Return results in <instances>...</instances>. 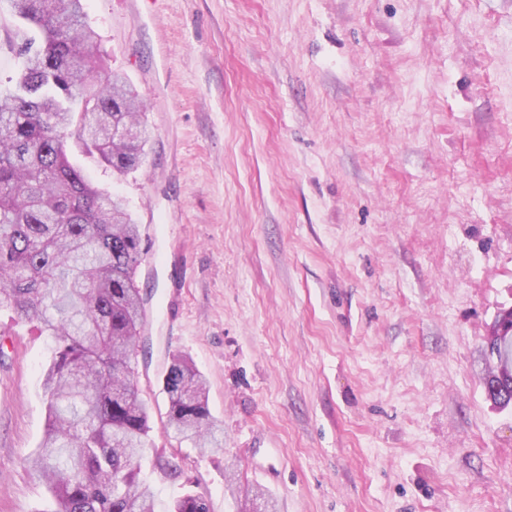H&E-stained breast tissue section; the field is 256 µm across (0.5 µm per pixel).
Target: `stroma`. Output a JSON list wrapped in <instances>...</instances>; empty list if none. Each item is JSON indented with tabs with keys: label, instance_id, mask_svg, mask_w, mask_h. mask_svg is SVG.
<instances>
[{
	"label": "stroma",
	"instance_id": "35a3bbf8",
	"mask_svg": "<svg viewBox=\"0 0 512 512\" xmlns=\"http://www.w3.org/2000/svg\"><path fill=\"white\" fill-rule=\"evenodd\" d=\"M143 100L142 168L69 159L146 250L142 470L236 512H512V406L485 338L512 305V0H85ZM0 0V88L22 61ZM53 346L0 310V512H49L30 459ZM216 453L176 441L172 355ZM169 410L167 428L194 447L221 449L224 433L217 434L202 374L183 357H173L163 378ZM505 363L501 368L494 367L486 380V391L488 396L500 400L502 407L512 404V374Z\"/></svg>",
	"mask_w": 512,
	"mask_h": 512
}]
</instances>
